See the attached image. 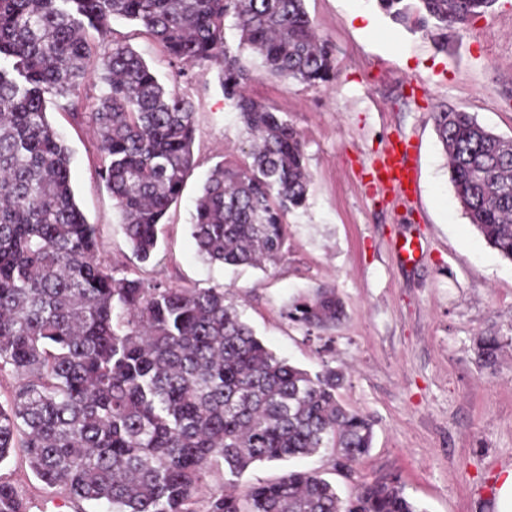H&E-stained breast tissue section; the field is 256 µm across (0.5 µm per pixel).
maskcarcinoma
<instances>
[{"instance_id": "1", "label": "carcinoma", "mask_w": 512, "mask_h": 512, "mask_svg": "<svg viewBox=\"0 0 512 512\" xmlns=\"http://www.w3.org/2000/svg\"><path fill=\"white\" fill-rule=\"evenodd\" d=\"M495 0H377L396 22L416 15L439 48ZM114 18L141 25L182 73L218 66L224 101L252 135L250 161L218 162L195 199L191 236L209 262L264 269L285 254V218L305 207L311 180L298 131L245 91L250 70L326 87L338 70L305 0H0V374L17 378L0 402V465L20 456L34 476L96 512H420L397 479L363 482L341 499L317 470L238 486L256 463L327 455L350 475L369 452L374 421L340 404L344 374L275 356L224 288L117 275L100 231L71 184V153L48 121L59 99L97 131L100 176L132 254L147 263L157 226L193 168L194 112L143 55L112 41ZM238 32L225 36L226 21ZM103 93L83 111L87 61ZM464 214L512 260V138L467 112H434ZM307 329L343 317L331 288L283 310ZM499 341L481 338L486 366ZM224 469V484L202 494ZM22 497L0 477V512Z\"/></svg>"}]
</instances>
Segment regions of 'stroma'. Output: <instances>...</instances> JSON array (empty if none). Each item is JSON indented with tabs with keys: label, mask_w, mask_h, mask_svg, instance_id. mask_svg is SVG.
<instances>
[{
	"label": "stroma",
	"mask_w": 512,
	"mask_h": 512,
	"mask_svg": "<svg viewBox=\"0 0 512 512\" xmlns=\"http://www.w3.org/2000/svg\"><path fill=\"white\" fill-rule=\"evenodd\" d=\"M328 40L339 76L314 89L263 73L253 53L248 90L300 133L311 173L305 208L288 213V251L259 270L205 262L190 234L194 199L219 161H239L251 137L224 101L217 71L177 76L161 47L132 22L113 20L111 39L131 44L163 82L188 99L197 127L194 167L181 199L158 227V251L145 269L172 285L223 287L243 319L276 356L311 371L344 370L340 402L375 422L373 445L353 477L311 459L340 496L358 483L398 477L420 512H495L501 475L512 468V261L470 224L448 179L433 113L444 105L512 136V0H495L467 31L438 50L430 34L393 23L375 0H305ZM47 116L69 147L75 199L100 228L102 259L136 266L88 123L49 105ZM411 140L417 194H382L370 170L389 141ZM419 238L404 261L395 244ZM335 289L344 316L307 331L282 314L294 298ZM497 337L494 367L477 341ZM30 512H76L60 488L38 481L22 459L0 467Z\"/></svg>",
	"instance_id": "1"
}]
</instances>
